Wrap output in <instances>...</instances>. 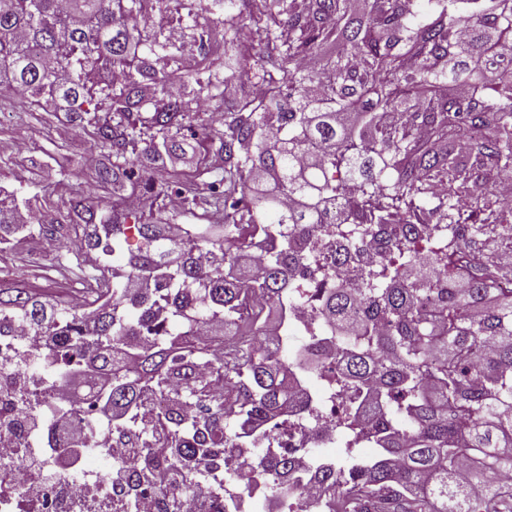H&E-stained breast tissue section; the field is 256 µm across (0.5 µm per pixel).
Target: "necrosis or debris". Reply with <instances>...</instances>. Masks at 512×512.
Returning <instances> with one entry per match:
<instances>
[{"label":"necrosis or debris","instance_id":"4bbe7bcc","mask_svg":"<svg viewBox=\"0 0 512 512\" xmlns=\"http://www.w3.org/2000/svg\"><path fill=\"white\" fill-rule=\"evenodd\" d=\"M356 224L341 225L343 235H356L358 248L345 252L343 243L329 241L332 253H344L342 269H333L329 258L298 263L290 275L291 287L280 310L277 336L296 337L311 346L322 365L318 376L297 374L294 411L281 428L279 438L266 445L269 456L293 453L299 448H333L340 441L337 423L343 406L328 387L335 362L334 332L320 313L316 288L336 282L357 288L363 271L379 265L386 252L383 237L360 235ZM155 335H184L193 343L222 355L225 336L214 325L197 323L173 327L169 308L154 305ZM39 334L26 326L17 312L0 313V512H130L143 501L146 512H179L182 498H189L193 512H216L219 486L239 481L248 488L239 492L234 512H308L327 499L325 487L309 474L299 476L287 499L274 501L259 475L241 460L248 451L237 448L208 460L206 476L190 489L171 487L163 468L132 470L125 460L138 455L143 445L158 447L168 435L161 424L160 404L144 399L136 433L118 431L103 424L98 433L73 443L53 426L57 410L71 409V419L85 426L90 402L75 397L73 389L30 366L44 358Z\"/></svg>","mask_w":512,"mask_h":512}]
</instances>
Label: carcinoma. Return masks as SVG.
<instances>
[{"mask_svg":"<svg viewBox=\"0 0 512 512\" xmlns=\"http://www.w3.org/2000/svg\"><path fill=\"white\" fill-rule=\"evenodd\" d=\"M159 0H0V88L21 92L29 108L63 100L80 121L104 110L93 141L104 160L97 181L112 186L106 224L95 244L113 251L129 239L122 205L137 183L158 214L182 196L196 215L199 190L224 213L222 231L139 217L137 246L121 278L92 277L89 295L107 298L89 334L68 336L46 303L24 291L0 293V311L19 310L46 336L50 360L33 366L63 379L82 366L105 375L93 406L123 410L112 427H135L133 414L151 392L167 403L175 452L171 463L199 468L219 449L260 444L288 416L292 366L279 339L255 340L261 320L237 324L242 297L268 310L280 304L289 256L325 224L352 217L365 234L400 225L386 262L363 287L341 282L321 300L323 316L351 328L336 351V392L363 395L378 410L364 423L350 411L339 425L345 460H317L314 478L329 491V512H512V205L494 186L512 172V0H176L155 22ZM178 27L182 40L168 36ZM179 76L178 94L168 90ZM254 78L266 96L241 95L224 110L223 127H203L195 170L155 181L136 168L139 150L160 159L193 132L198 107L224 98V87ZM463 86V95L449 88ZM430 224H444L448 243L473 264L463 277L448 265V287H420L408 267ZM54 237L69 231L55 218L38 225ZM221 255L199 278L196 254ZM248 251L263 255L246 278L237 267ZM430 294L435 314L417 310ZM164 301L174 320L207 318L229 331L220 359L174 336L128 346L140 328V305ZM375 310L377 328L361 307ZM201 369L222 373L237 393L228 406L209 398ZM208 402L203 418L184 409ZM367 442L378 449L358 455ZM299 463L289 456L256 462L269 488L281 490Z\"/></svg>","mask_w":512,"mask_h":512,"instance_id":"cac0c4a2","label":"carcinoma"}]
</instances>
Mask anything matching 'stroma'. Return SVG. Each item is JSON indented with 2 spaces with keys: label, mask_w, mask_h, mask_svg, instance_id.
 <instances>
[{
  "label": "stroma",
  "mask_w": 512,
  "mask_h": 512,
  "mask_svg": "<svg viewBox=\"0 0 512 512\" xmlns=\"http://www.w3.org/2000/svg\"><path fill=\"white\" fill-rule=\"evenodd\" d=\"M9 139L25 141L27 148L18 155H0L1 191L34 199L36 209L70 224L83 206L110 211L112 189L95 177L102 155L72 122L67 104L31 111L10 95L0 96V141ZM87 270V263L70 257L53 238L21 234L14 245L0 248V289L10 293L53 298L80 282Z\"/></svg>",
  "instance_id": "35a3bbf8"
}]
</instances>
